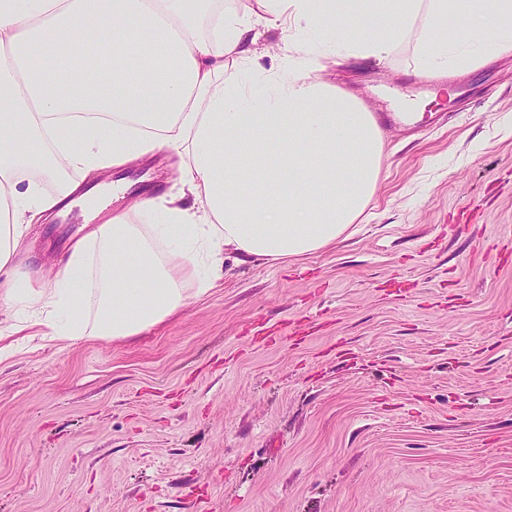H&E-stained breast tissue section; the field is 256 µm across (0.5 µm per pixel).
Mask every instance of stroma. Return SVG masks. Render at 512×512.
Here are the masks:
<instances>
[{"label": "stroma", "instance_id": "1", "mask_svg": "<svg viewBox=\"0 0 512 512\" xmlns=\"http://www.w3.org/2000/svg\"><path fill=\"white\" fill-rule=\"evenodd\" d=\"M414 41L312 77L391 114L432 88ZM383 125L343 242L224 276L121 343L38 339L0 361V512H512V56ZM177 158L104 173L125 196L35 224L60 258L88 221L169 191Z\"/></svg>", "mask_w": 512, "mask_h": 512}]
</instances>
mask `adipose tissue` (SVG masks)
Segmentation results:
<instances>
[{
  "mask_svg": "<svg viewBox=\"0 0 512 512\" xmlns=\"http://www.w3.org/2000/svg\"><path fill=\"white\" fill-rule=\"evenodd\" d=\"M260 24L288 44L279 70L257 65ZM409 38L419 75L472 72L512 54V0H0L9 333L119 342L214 288L225 255L273 263L334 247L374 196L382 140L374 114L307 62L380 59ZM165 151L176 192L86 225L40 286L17 270L29 225L71 197L94 201L82 182Z\"/></svg>",
  "mask_w": 512,
  "mask_h": 512,
  "instance_id": "obj_1",
  "label": "adipose tissue"
}]
</instances>
